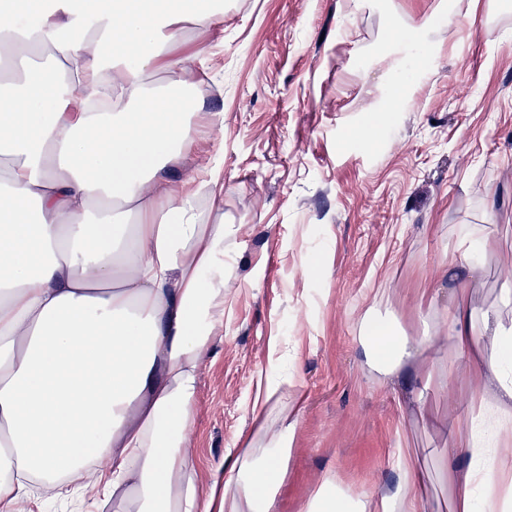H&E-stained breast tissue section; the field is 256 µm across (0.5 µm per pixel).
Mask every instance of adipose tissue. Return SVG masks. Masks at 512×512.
<instances>
[{
	"label": "adipose tissue",
	"instance_id": "obj_1",
	"mask_svg": "<svg viewBox=\"0 0 512 512\" xmlns=\"http://www.w3.org/2000/svg\"><path fill=\"white\" fill-rule=\"evenodd\" d=\"M34 10L39 21L21 22ZM184 0H0V512L32 489L111 499L115 512H276L288 480L296 407L257 396L255 431L222 493L203 490L189 448L201 364L224 326V227L217 170L176 171L202 105L152 88L163 45L179 40ZM490 254L486 225L462 229L448 279V344L481 372L446 464L448 512L512 506V289L472 303ZM361 341L382 374L414 362L452 381L436 337L412 343L364 316ZM411 492L351 495L325 476L301 512H424L433 481L407 459Z\"/></svg>",
	"mask_w": 512,
	"mask_h": 512
}]
</instances>
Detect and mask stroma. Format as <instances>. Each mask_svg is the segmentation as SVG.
Returning <instances> with one entry per match:
<instances>
[{
  "label": "stroma",
  "mask_w": 512,
  "mask_h": 512,
  "mask_svg": "<svg viewBox=\"0 0 512 512\" xmlns=\"http://www.w3.org/2000/svg\"><path fill=\"white\" fill-rule=\"evenodd\" d=\"M212 27L185 18L155 84L212 85L181 173L219 168L224 330L202 375L192 429L202 475L230 468L265 379L287 374L299 403L290 474L277 512H299L326 474L365 494L407 486L401 452L468 451L424 430L419 407L464 427L457 404L476 370L423 387L412 368L370 369L359 342L368 307L410 341L431 303L448 334V243L487 225L493 254L482 304L512 286V8L461 0L447 24L438 0H223ZM205 55H198L199 47ZM190 58L182 71L166 61ZM409 75L411 102L378 106ZM425 388L416 402L412 392Z\"/></svg>",
  "instance_id": "35a3bbf8"
}]
</instances>
